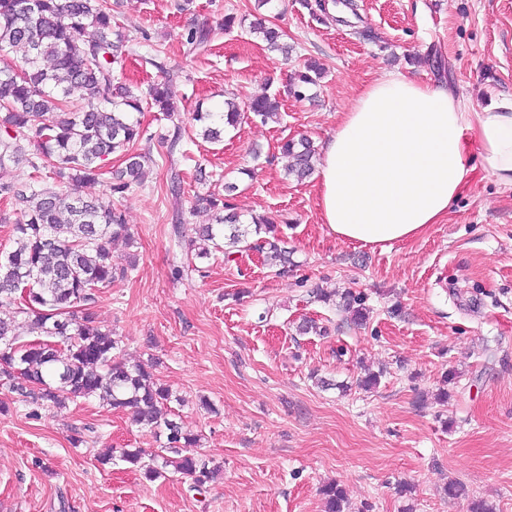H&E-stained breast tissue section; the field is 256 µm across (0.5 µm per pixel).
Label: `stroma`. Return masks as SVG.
Wrapping results in <instances>:
<instances>
[{"label": "stroma", "mask_w": 512, "mask_h": 512, "mask_svg": "<svg viewBox=\"0 0 512 512\" xmlns=\"http://www.w3.org/2000/svg\"><path fill=\"white\" fill-rule=\"evenodd\" d=\"M177 2L120 0L114 16L174 72L183 118L275 92L281 118L245 114L223 144L186 139L171 156L172 123L141 114L152 170L115 200L138 262L103 289L96 323L172 390L177 421L218 473L198 492L186 475L149 481L119 460L102 463L114 448L160 452L165 439L98 398L38 413L0 384V512H325L319 489L331 482L345 489L348 512H468L473 497L512 512V191L470 151L444 222L380 249L329 234L314 178L286 177L278 149L285 138L321 144L389 73L441 84L476 112L512 96V0H354L318 20L300 0H277L266 16L292 47L287 60L251 33L254 0H194L183 13ZM228 14L237 18L229 30ZM193 26L211 28L207 52L184 46ZM309 59L324 75L298 101L285 86ZM228 183L242 223L264 215L277 224L293 271L277 274L251 249L198 260V273L174 279L186 243L212 221L195 194ZM318 288L362 295L366 325L317 301ZM307 320L326 335L300 333ZM369 371L381 379L367 392L356 381ZM451 479L465 497H447Z\"/></svg>", "instance_id": "obj_1"}]
</instances>
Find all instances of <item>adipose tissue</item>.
<instances>
[{
	"mask_svg": "<svg viewBox=\"0 0 512 512\" xmlns=\"http://www.w3.org/2000/svg\"><path fill=\"white\" fill-rule=\"evenodd\" d=\"M473 148L512 189V98L472 112L448 90L387 74L322 143V220L336 239L380 248L421 236L460 195Z\"/></svg>",
	"mask_w": 512,
	"mask_h": 512,
	"instance_id": "1",
	"label": "adipose tissue"
}]
</instances>
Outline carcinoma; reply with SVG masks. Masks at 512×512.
I'll return each mask as SVG.
<instances>
[{
	"label": "carcinoma",
	"instance_id": "1",
	"mask_svg": "<svg viewBox=\"0 0 512 512\" xmlns=\"http://www.w3.org/2000/svg\"><path fill=\"white\" fill-rule=\"evenodd\" d=\"M92 28V36L84 32ZM252 31L268 48L289 54L280 32L257 17ZM210 30L191 27L185 34L188 51L207 50ZM142 43L122 27L112 25L107 0H0V51L19 49L22 65L0 67V200L12 205L13 247L0 257V304L19 300L18 313L30 317L36 338L16 336V320L0 318V379L19 395L42 407L61 409L70 401L97 396L115 410H134L133 421L166 437L171 456L156 464V456L141 448L121 449L119 459L144 477L158 479L168 467L193 478L201 486L215 470L199 459L193 448L198 436L172 417L170 390L157 383L143 364L120 358V340L95 325L94 309L101 290L124 278L136 266L112 262V243L133 244L129 225L113 197L144 184L150 172L148 153L134 152L143 138L138 114L150 108L174 126L170 151L182 141V116L171 91L173 75L150 57L145 62L164 74V81L139 92L116 81L113 66L139 54ZM321 68L310 61L299 72L293 94L306 97L317 84ZM82 92L80 101L72 92ZM224 112L193 113L206 141H224V127H236L242 110L224 102ZM277 98H255L247 110L266 121L279 115ZM281 152L291 157L285 174L301 181L313 173L316 149L310 140L287 139ZM114 153L126 157L125 169L102 181L104 162ZM25 163L47 177L31 181L8 178L10 168ZM103 183L98 196L87 197L78 188ZM237 190L224 185V195L195 196V206L215 212V223L199 228L198 246H189L198 258L210 249L229 256L251 248L247 230L229 202ZM280 239H265L270 258L288 272V251ZM342 307L363 324V298L346 290ZM326 512H345L346 494L336 482L321 487Z\"/></svg>",
	"mask_w": 512,
	"mask_h": 512
}]
</instances>
